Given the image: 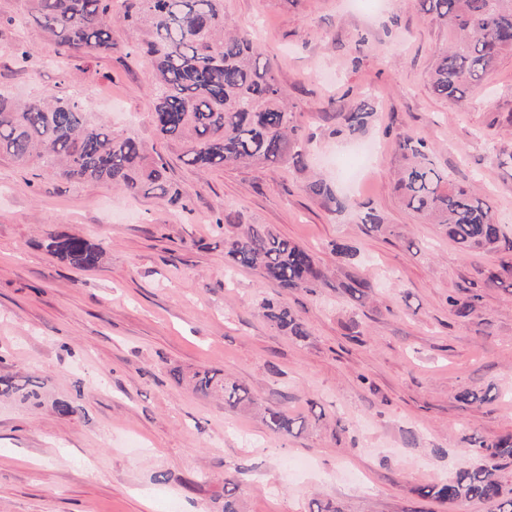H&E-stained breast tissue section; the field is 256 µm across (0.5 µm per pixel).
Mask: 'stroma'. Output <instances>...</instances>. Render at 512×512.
Segmentation results:
<instances>
[{
	"mask_svg": "<svg viewBox=\"0 0 512 512\" xmlns=\"http://www.w3.org/2000/svg\"><path fill=\"white\" fill-rule=\"evenodd\" d=\"M250 32L314 150L305 166L227 167L200 173L150 122L152 70L141 34L112 14V53L63 52L23 19V0H0V92L80 94L89 112L141 138L169 164L189 200L182 211L104 183L73 184L0 157V376L46 384L33 408L0 400V512H221L236 477L240 512H452L419 497L476 458L471 438L512 434V293L483 287L512 250L464 252L419 222L394 187L399 140L415 134L438 165L492 201L512 241V51L465 107L437 98L429 73L448 32L414 0H224ZM379 112L366 132H340L339 113L365 93ZM378 146L358 190L344 165ZM332 197L318 196L315 178ZM370 204L386 229L367 233L337 197ZM224 224H210L214 209ZM266 224L312 250L328 282L284 291L250 268L228 269L224 239ZM102 244L80 270L44 251L46 233ZM415 241L420 252L408 250ZM357 254L336 255L333 243ZM369 279L364 302L341 288ZM480 284L474 312L449 295ZM275 297L307 325L298 342L263 318ZM218 370L262 403L305 421L270 432L257 410L195 394L198 370ZM499 391L466 404L465 391ZM76 400L74 415L53 402ZM167 473L165 483L156 473Z\"/></svg>",
	"mask_w": 512,
	"mask_h": 512,
	"instance_id": "1",
	"label": "stroma"
}]
</instances>
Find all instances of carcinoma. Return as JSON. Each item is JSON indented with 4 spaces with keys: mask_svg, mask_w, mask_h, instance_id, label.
<instances>
[{
    "mask_svg": "<svg viewBox=\"0 0 512 512\" xmlns=\"http://www.w3.org/2000/svg\"><path fill=\"white\" fill-rule=\"evenodd\" d=\"M123 19L144 38L139 51L154 72L150 88L151 121L158 137L180 150L187 166L207 173L229 166L304 164L311 139L300 132L276 77L275 62L261 55L249 34L224 14V0H24L27 15L58 47L95 56L112 53L107 16L114 2ZM419 9L452 31V40L430 75L433 92L462 100L482 83L500 56L512 51V0H416ZM369 98L341 114V130L364 133L375 115ZM404 163L396 190L405 207L438 226L462 250L496 252L506 237L493 217L492 205L471 187L448 178L434 152L410 135L400 144ZM0 155L23 166L51 169L70 183L102 182L131 196L154 195L187 208L180 187L167 177L166 163L150 154L138 137L106 120L92 119L77 97L46 91L16 100L0 94ZM369 232L382 230L376 211L360 206ZM51 255L76 268H94L104 248L81 237L50 232L41 242ZM232 267L261 271L284 290L308 292L327 282V274L309 249L282 237L266 224H247L224 240ZM344 293L361 302L373 284L351 277ZM461 317L474 311L472 297L448 296ZM268 322L298 342L305 323L276 299L262 303ZM202 397L219 396L231 408L256 404L250 389L224 383L218 371L190 377ZM44 382L32 376H0V398L39 405ZM262 420L274 433H293L295 419L281 407L267 405ZM477 463L442 483L417 488V494L440 503H480L489 512H512V485L505 469L512 460V435L492 442L470 441Z\"/></svg>",
    "mask_w": 512,
    "mask_h": 512,
    "instance_id": "cac0c4a2",
    "label": "carcinoma"
}]
</instances>
